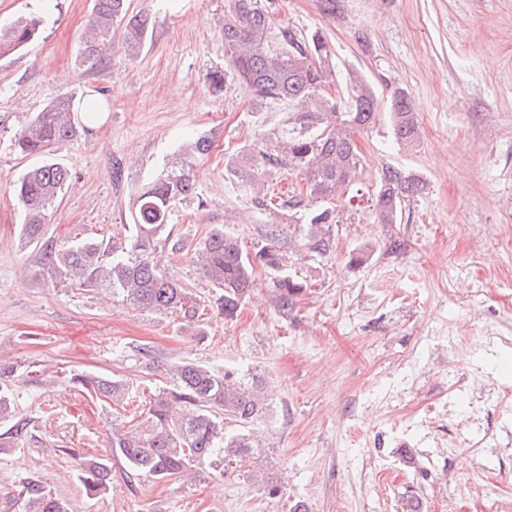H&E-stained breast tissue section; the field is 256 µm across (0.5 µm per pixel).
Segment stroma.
Segmentation results:
<instances>
[{
	"label": "stroma",
	"mask_w": 512,
	"mask_h": 512,
	"mask_svg": "<svg viewBox=\"0 0 512 512\" xmlns=\"http://www.w3.org/2000/svg\"><path fill=\"white\" fill-rule=\"evenodd\" d=\"M0 0V26L41 18L37 38L0 58V365L20 376L8 388L17 416L31 419L37 441L0 452V496L41 476L75 512H512V407H497L483 387L512 388V346L487 330L504 327L512 304V0H342L325 17L318 0H278L279 19L322 31L337 82L366 75L379 97L406 89L420 138L391 145L386 123L358 138V185L373 189L384 163L423 176L426 189L407 203L401 223L379 224L365 209L334 225V250L303 256L289 234L280 247L291 273L311 291L293 320L256 291L236 319L208 311L204 336L179 332V318L104 294L52 287L36 275L19 238L14 181L28 160L10 139L32 113L63 94L98 88L111 106L86 136L56 159L71 177L48 229L65 238L78 226L120 231L136 188L175 157L186 134L212 147L195 169L201 206L170 225L186 248L176 281L212 294L196 270L195 247L232 211L247 214L241 241L265 242L268 224L287 216L252 209L224 175V161L259 140L282 113L250 110L236 84L214 90L224 66V0H130L155 18L134 60L89 68L80 38L93 0ZM122 166L114 177V166ZM404 248L392 249L393 239ZM373 245L363 264L350 253ZM153 350L138 360L136 346ZM185 359L215 370L263 375L275 416L257 436L259 459L215 463L194 479L129 480L112 466L103 495L87 497L65 448L105 451L113 430L134 429L131 411L92 402L72 374L114 375L169 386L166 368ZM475 417L478 430L459 428ZM501 447L479 443L480 430ZM278 479L272 497L255 472Z\"/></svg>",
	"instance_id": "1"
}]
</instances>
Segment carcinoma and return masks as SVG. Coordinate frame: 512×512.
<instances>
[{
	"label": "carcinoma",
	"instance_id": "1",
	"mask_svg": "<svg viewBox=\"0 0 512 512\" xmlns=\"http://www.w3.org/2000/svg\"><path fill=\"white\" fill-rule=\"evenodd\" d=\"M276 9V0H224L228 69L214 71L212 84L222 87L233 80L244 86L255 114L273 106L286 112L258 143L228 158L224 173L249 195L255 209L288 212L300 246L323 256L333 249L332 227L340 223V212L361 206L364 194L356 187L361 165L357 137L379 120L381 112L376 90L356 74L349 75L339 96H330L326 88L336 85V72L324 35L276 24ZM41 23L39 18L19 17L0 27V57L30 44ZM152 25V14L130 10L129 0H94L82 34L83 61L92 68L106 63V50L116 35L123 55L138 58ZM109 104V98L91 95L77 110L74 97L64 94L15 133L11 146L16 154L41 158L13 187L21 212L19 235L32 248L37 274L51 286L86 293L103 290L140 309L170 311L182 319L181 329L203 336L208 301L172 281L154 252L160 242L175 250L184 247L182 239L165 237L163 232L178 208L199 199L194 168L211 148L208 138H187L166 168L137 189L130 201V223L122 225L124 236L77 229L59 242L46 233L47 219L70 177L52 155L89 131ZM387 120L398 148L416 143L419 123L406 90L391 91ZM281 169L301 173L306 181L301 192L286 200L274 199L269 182V176ZM424 190L419 174L386 165L369 196V209L377 223L399 224L406 202ZM265 236L266 244L249 251L237 235L217 225L199 243V274L216 291L214 304L228 319L238 315L259 287L266 289L275 312L284 319L296 313L307 295L309 285L288 272V257L277 249L278 225H268ZM167 374L172 387L148 397L123 378L75 379L101 402L130 407L135 414L140 405L147 406L146 418L135 431L112 430L105 453L66 449L87 495L107 490L114 461L123 463L132 476L171 482L220 456L231 465L261 451L252 426L268 421L274 412L262 377L245 378L191 360L169 366ZM226 420L234 421L238 429L224 428ZM33 431L31 420L17 419L0 433V451L18 447ZM17 502L23 512H72L69 501L37 476L24 479ZM15 503L0 500V512H11Z\"/></svg>",
	"mask_w": 512,
	"mask_h": 512
}]
</instances>
